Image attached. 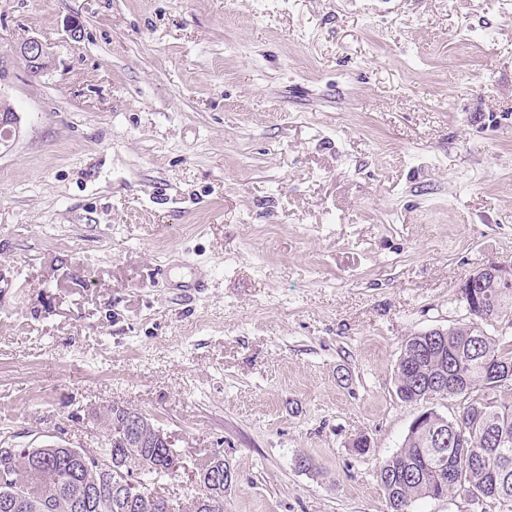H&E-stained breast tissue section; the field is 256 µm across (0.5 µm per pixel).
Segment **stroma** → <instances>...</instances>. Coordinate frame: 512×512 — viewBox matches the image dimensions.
Returning <instances> with one entry per match:
<instances>
[{
  "instance_id": "obj_1",
  "label": "stroma",
  "mask_w": 512,
  "mask_h": 512,
  "mask_svg": "<svg viewBox=\"0 0 512 512\" xmlns=\"http://www.w3.org/2000/svg\"><path fill=\"white\" fill-rule=\"evenodd\" d=\"M31 36L0 448L99 447L118 403L171 436L175 512L217 453L224 512H389L403 345L512 268V0H0V54ZM17 62L24 64L26 72L31 77L37 78L48 71L50 52L39 38H26L12 53L0 55V83L7 78L11 66Z\"/></svg>"
}]
</instances>
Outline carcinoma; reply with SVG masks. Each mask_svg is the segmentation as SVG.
<instances>
[{"label":"carcinoma","instance_id":"1","mask_svg":"<svg viewBox=\"0 0 512 512\" xmlns=\"http://www.w3.org/2000/svg\"><path fill=\"white\" fill-rule=\"evenodd\" d=\"M512 310V290L483 287V302L469 322L444 331L410 337L395 374L396 394L406 404L437 398L465 397L459 415L448 420L433 413L431 424L409 428L402 448L379 468L377 479L390 512H412L421 498L482 496L512 508V378L487 371L482 362L498 359L512 367L483 326ZM126 479L133 471L167 474L169 463L152 448H139L120 465ZM195 512H224V487L199 479ZM96 501L109 504L84 512H142L117 491L115 477L91 459L68 448L0 449V497L17 500L14 512H74L72 502L86 489ZM150 512H171L169 501L138 486Z\"/></svg>","mask_w":512,"mask_h":512}]
</instances>
